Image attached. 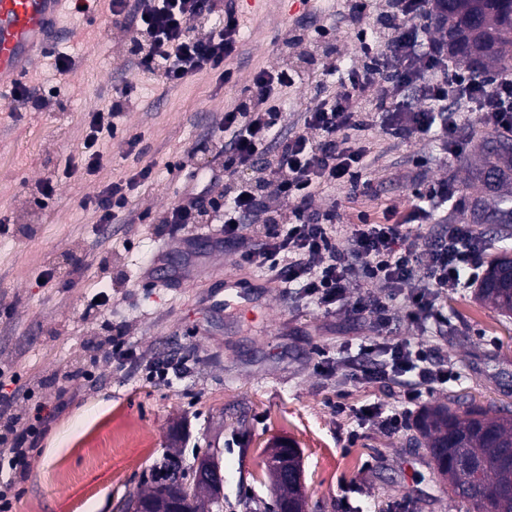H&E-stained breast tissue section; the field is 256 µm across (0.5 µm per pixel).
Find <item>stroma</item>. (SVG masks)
Instances as JSON below:
<instances>
[{
	"mask_svg": "<svg viewBox=\"0 0 512 512\" xmlns=\"http://www.w3.org/2000/svg\"><path fill=\"white\" fill-rule=\"evenodd\" d=\"M384 0H366L360 19H351L345 0H266L262 8L241 5L239 55L230 60L231 83L212 75L195 76L165 90L137 71L123 54L126 31L112 25L105 6L83 15L65 9L56 52L69 54L73 70L55 67L44 55L28 83L56 96L51 110L11 111L0 99V392L11 396L12 413L25 416L44 405L51 419L41 430L21 477L0 475L12 512H123L124 499L146 488L168 449L182 451L192 466L196 451L221 459L224 512H245L241 501L273 503L263 450L281 440L300 451L309 512H474L449 500L424 449L410 445L412 425L389 433L365 422L356 408L378 402L397 407L398 385L387 380L357 383L348 375L328 376L317 364L355 356L373 334L368 315L339 308L325 314L289 288H264L253 271V288L233 306L224 303V278L235 268L233 251L211 249L208 230L195 232L194 256H187L184 233L161 223L195 177L219 171L221 157L209 144L212 115L230 107L260 69L281 63L329 80L310 62L305 44L280 57L275 40L295 22H317L336 30L339 70L361 66L356 27L379 34ZM132 83L135 96L124 117L129 133L141 135L149 151L141 164L153 165L152 182L132 195L130 207L146 214L142 224H101L87 198L124 175L121 140L105 142L112 161L95 177L68 178L64 165L82 150L83 124L90 112L112 97L119 82ZM464 139L457 156L445 158L437 142L422 139L394 146L372 129L366 176L375 194L348 199L336 186L318 204L337 207L348 218L365 212L377 221L405 217L416 189L447 180L450 202L431 209L427 228L443 233L451 224L470 225L485 243L483 261L512 252V237L496 224L474 223V198L493 202L474 179L489 142L509 138L512 129L482 126L469 108L455 113ZM196 148L188 168L172 171L188 148ZM56 185L47 207H38L37 186ZM82 269H75V258ZM178 280L157 288L144 270ZM109 295L105 314L86 313L88 295ZM443 319L415 322L400 318L392 335L434 349L448 358L457 377L424 391L419 408L466 394L484 408H512V320L479 301L473 288L451 292L440 301ZM122 326L135 356L116 365L98 341L103 321ZM172 360L162 383L147 381L146 362ZM88 371L89 379L78 378ZM345 412H337V404ZM135 427L138 447L122 454L108 447L114 435Z\"/></svg>",
	"mask_w": 512,
	"mask_h": 512,
	"instance_id": "1",
	"label": "stroma"
}]
</instances>
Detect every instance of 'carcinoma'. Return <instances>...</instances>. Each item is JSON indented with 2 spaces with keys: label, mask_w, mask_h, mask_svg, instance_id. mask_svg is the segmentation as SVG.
Wrapping results in <instances>:
<instances>
[{
  "label": "carcinoma",
  "mask_w": 512,
  "mask_h": 512,
  "mask_svg": "<svg viewBox=\"0 0 512 512\" xmlns=\"http://www.w3.org/2000/svg\"><path fill=\"white\" fill-rule=\"evenodd\" d=\"M436 30L448 34V54L465 68L478 74L512 60V0H457L448 8V0H435ZM501 147L486 150L481 159L485 168V186L495 188L499 170L495 159ZM489 220L500 224L512 222V199H499ZM506 270L512 271V254L503 253L488 265L477 288V297L498 309L504 316L512 315V286L491 288L489 283ZM416 447H424L435 465L437 475L448 484V497L471 503L483 512L482 501L490 499L494 512H512V461L505 453L512 448V411L484 409L472 404L453 408L448 404L427 407L416 423ZM299 450L279 444L270 449L265 466L283 459L298 461ZM181 468L180 455L166 456L154 478V486L136 493L148 504L157 495L169 491L167 481ZM301 487L283 484L275 497L272 512H289L301 498ZM223 487L213 490L208 500L182 504V512H222Z\"/></svg>",
  "instance_id": "carcinoma-1"
}]
</instances>
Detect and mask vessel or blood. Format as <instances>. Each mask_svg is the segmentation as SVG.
Masks as SVG:
<instances>
[{
    "mask_svg": "<svg viewBox=\"0 0 512 512\" xmlns=\"http://www.w3.org/2000/svg\"><path fill=\"white\" fill-rule=\"evenodd\" d=\"M65 0H0V86L32 69L48 48Z\"/></svg>",
    "mask_w": 512,
    "mask_h": 512,
    "instance_id": "vessel-or-blood-1",
    "label": "vessel or blood"
}]
</instances>
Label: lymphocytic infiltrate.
<instances>
[{
    "label": "lymphocytic infiltrate",
    "instance_id": "lymphocytic-infiltrate-1",
    "mask_svg": "<svg viewBox=\"0 0 512 512\" xmlns=\"http://www.w3.org/2000/svg\"><path fill=\"white\" fill-rule=\"evenodd\" d=\"M108 10L113 25L129 33L128 60L162 87L216 71L232 79L227 63L240 53L241 30L234 0H108ZM429 10L430 0H386L383 40L361 68L339 77L334 93L312 85L297 131H289L276 95L299 81L300 73L285 66L256 72L242 96L213 120L210 143L224 159L222 175L195 185L161 218L179 231L217 225L213 247L233 249L239 265L263 269L282 287L298 286L322 312L344 306L368 315L374 335L361 343L350 376L390 380L408 404L422 387L447 384L455 372L426 347L391 339L395 303L404 300L414 319L437 317L439 298L462 287V274L474 268L483 242L465 224L449 225L442 236L424 241L415 223L427 209L417 200L405 222L378 224L364 217L348 225L340 241L338 214L317 199L336 185L365 190L362 141L373 127L386 129L399 145L435 131L453 147L458 127L449 115L469 104L484 124L512 127V74L475 86L468 74L450 69L442 43L420 36V20ZM374 85L381 95L373 105L359 106V97ZM411 87L419 91L418 103L397 107L399 94ZM134 91L130 84L115 87L109 104L86 114L82 159L66 164V175L79 167L89 175L99 172L101 144L118 137L126 156L140 158V136L118 134ZM152 178V166H135L88 198L98 223H135L130 196ZM379 352L387 362L378 372L368 360ZM10 407L9 398L0 399V469L20 473L44 418L20 419Z\"/></svg>",
    "mask_w": 512,
    "mask_h": 512
}]
</instances>
